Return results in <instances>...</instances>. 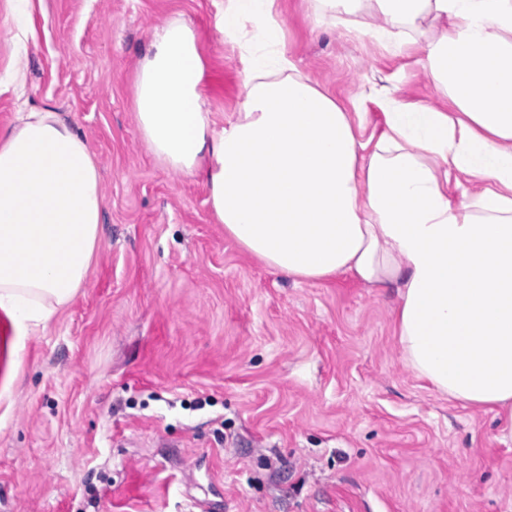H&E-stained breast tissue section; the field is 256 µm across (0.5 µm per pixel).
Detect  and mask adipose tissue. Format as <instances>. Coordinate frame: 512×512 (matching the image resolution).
<instances>
[{"label": "adipose tissue", "instance_id": "obj_1", "mask_svg": "<svg viewBox=\"0 0 512 512\" xmlns=\"http://www.w3.org/2000/svg\"><path fill=\"white\" fill-rule=\"evenodd\" d=\"M306 2L317 27L381 14L370 38L414 57L451 110L372 88L384 130L367 145L288 59L274 0H225L217 29L243 63L241 112L219 125L206 109L197 36L178 15L140 62L139 132L160 167L206 185L215 222L270 269L396 286L407 364L512 436V0ZM454 173L477 187L456 203ZM102 204L94 154L61 113L24 112L0 133V312L15 336L82 288Z\"/></svg>", "mask_w": 512, "mask_h": 512}]
</instances>
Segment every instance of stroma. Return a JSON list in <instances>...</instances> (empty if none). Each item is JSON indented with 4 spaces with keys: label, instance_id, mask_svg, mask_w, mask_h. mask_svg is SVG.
<instances>
[{
    "label": "stroma",
    "instance_id": "stroma-1",
    "mask_svg": "<svg viewBox=\"0 0 512 512\" xmlns=\"http://www.w3.org/2000/svg\"><path fill=\"white\" fill-rule=\"evenodd\" d=\"M285 52L380 136L365 85L450 102L414 59L276 0ZM224 0H0V131L73 121L98 163L100 247L75 299L10 350L0 314V512H512V438L416 375L398 297L296 282L214 222L204 184L152 159L133 109L154 29L180 15L217 124L240 111Z\"/></svg>",
    "mask_w": 512,
    "mask_h": 512
}]
</instances>
